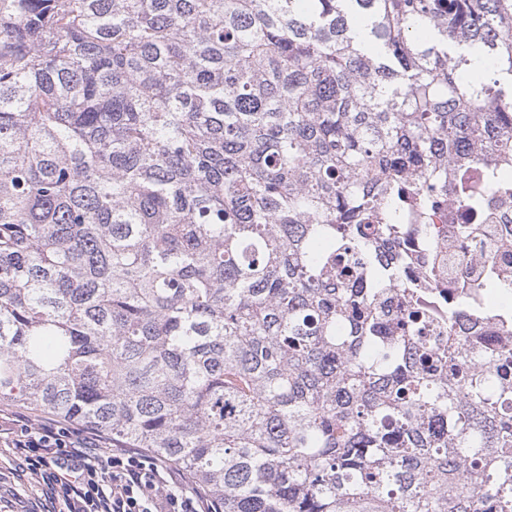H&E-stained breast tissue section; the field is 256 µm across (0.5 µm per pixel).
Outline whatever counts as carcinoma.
<instances>
[{
	"instance_id": "obj_1",
	"label": "carcinoma",
	"mask_w": 512,
	"mask_h": 512,
	"mask_svg": "<svg viewBox=\"0 0 512 512\" xmlns=\"http://www.w3.org/2000/svg\"><path fill=\"white\" fill-rule=\"evenodd\" d=\"M476 170L512 0H0V402L218 512H512V311L437 320L398 219Z\"/></svg>"
}]
</instances>
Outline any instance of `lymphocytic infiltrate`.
Returning <instances> with one entry per match:
<instances>
[{
	"instance_id": "obj_1",
	"label": "lymphocytic infiltrate",
	"mask_w": 512,
	"mask_h": 512,
	"mask_svg": "<svg viewBox=\"0 0 512 512\" xmlns=\"http://www.w3.org/2000/svg\"><path fill=\"white\" fill-rule=\"evenodd\" d=\"M17 424L11 447L58 488L66 512H216L197 487H162L157 459L144 452L102 446L90 455L88 431L26 416Z\"/></svg>"
}]
</instances>
